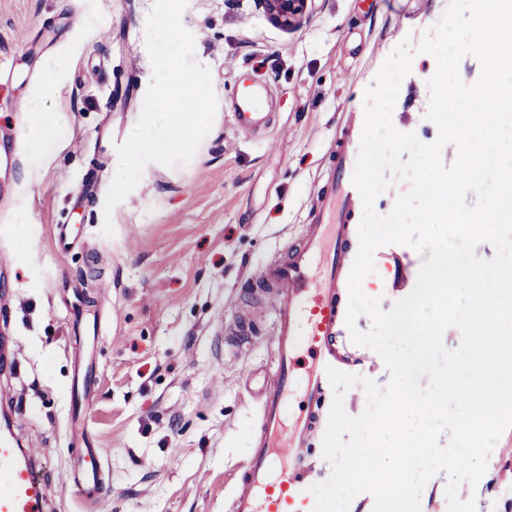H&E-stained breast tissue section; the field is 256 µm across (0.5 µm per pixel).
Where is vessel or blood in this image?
<instances>
[{
    "mask_svg": "<svg viewBox=\"0 0 512 512\" xmlns=\"http://www.w3.org/2000/svg\"><path fill=\"white\" fill-rule=\"evenodd\" d=\"M263 99L243 93L235 119L246 129L265 121ZM359 152L352 125H344L332 150L331 181L321 191L298 241L285 257L260 267L254 284L277 307L271 347L275 372L258 390L259 418L251 435L230 512H312L313 484L325 476L312 459L329 380L327 367L341 368L352 355L343 338L348 307L345 274L362 205L352 175ZM92 373L74 374L70 437L83 450L73 462L72 487L84 501L108 491L106 451L84 429L76 408L87 402ZM39 452L15 434H0V512H45L47 485Z\"/></svg>",
    "mask_w": 512,
    "mask_h": 512,
    "instance_id": "1",
    "label": "vessel or blood"
}]
</instances>
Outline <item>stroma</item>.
Here are the masks:
<instances>
[{"label":"stroma","instance_id":"1","mask_svg":"<svg viewBox=\"0 0 512 512\" xmlns=\"http://www.w3.org/2000/svg\"><path fill=\"white\" fill-rule=\"evenodd\" d=\"M154 0H0V335L17 354L0 376L15 434L43 451L46 512H227L271 371L273 313L249 331L254 379L225 364L235 305L260 299L250 271L297 240L347 120L403 41L419 43L450 0H310L300 25L272 24L257 0H187L183 26L211 73L213 126L184 166L145 165L112 212V161L152 78L145 44ZM418 53L392 123L424 143L427 81ZM262 90L269 126L239 129L238 84ZM62 112L40 158L21 139L24 103ZM111 219L113 236L101 232ZM80 244L60 251L57 225ZM364 293L390 310L414 289L423 258L387 244ZM77 281L102 317L96 383L82 419L107 448L109 493L82 504L71 485L67 418L75 334L61 281ZM491 479L469 487L475 512H512V428L491 451Z\"/></svg>","mask_w":512,"mask_h":512}]
</instances>
